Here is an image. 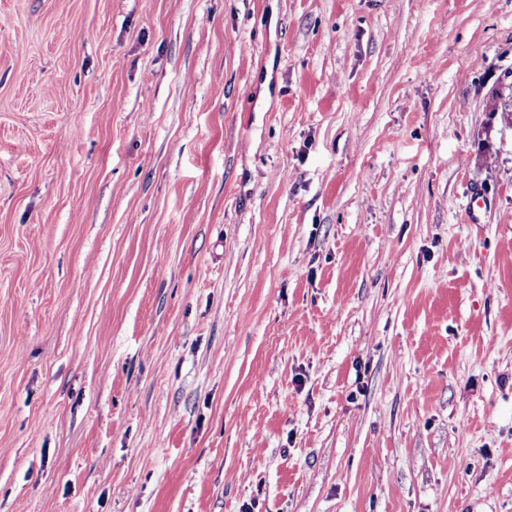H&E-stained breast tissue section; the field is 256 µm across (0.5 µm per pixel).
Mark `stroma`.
Here are the masks:
<instances>
[{"label": "stroma", "mask_w": 512, "mask_h": 512, "mask_svg": "<svg viewBox=\"0 0 512 512\" xmlns=\"http://www.w3.org/2000/svg\"><path fill=\"white\" fill-rule=\"evenodd\" d=\"M0 15V512H512V0Z\"/></svg>", "instance_id": "35a3bbf8"}]
</instances>
